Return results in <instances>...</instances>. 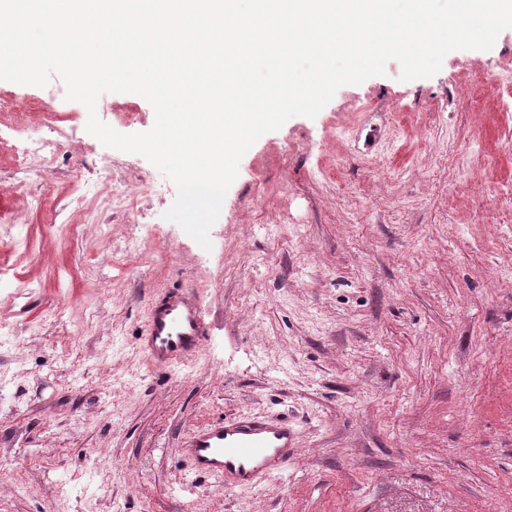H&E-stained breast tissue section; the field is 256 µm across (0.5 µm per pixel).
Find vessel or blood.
Masks as SVG:
<instances>
[{"instance_id": "vessel-or-blood-1", "label": "vessel or blood", "mask_w": 512, "mask_h": 512, "mask_svg": "<svg viewBox=\"0 0 512 512\" xmlns=\"http://www.w3.org/2000/svg\"><path fill=\"white\" fill-rule=\"evenodd\" d=\"M205 328L196 292L173 289L151 301L139 341L153 365L169 367L199 351ZM295 448L296 430L287 420L246 413L193 429L178 452L193 473L244 489L283 474Z\"/></svg>"}]
</instances>
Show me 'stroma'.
<instances>
[{"mask_svg": "<svg viewBox=\"0 0 512 512\" xmlns=\"http://www.w3.org/2000/svg\"><path fill=\"white\" fill-rule=\"evenodd\" d=\"M502 66L512 28L262 135L208 250L149 199L136 224L113 203L114 181L178 189L89 134L60 78L0 81V512H512V88L484 78ZM98 103L120 133L155 123L140 95ZM30 137L58 142L51 167L19 163ZM167 288L198 293L206 330L157 367L139 337ZM239 413L296 428L288 470L190 474L179 440Z\"/></svg>", "mask_w": 512, "mask_h": 512, "instance_id": "obj_1", "label": "stroma"}]
</instances>
